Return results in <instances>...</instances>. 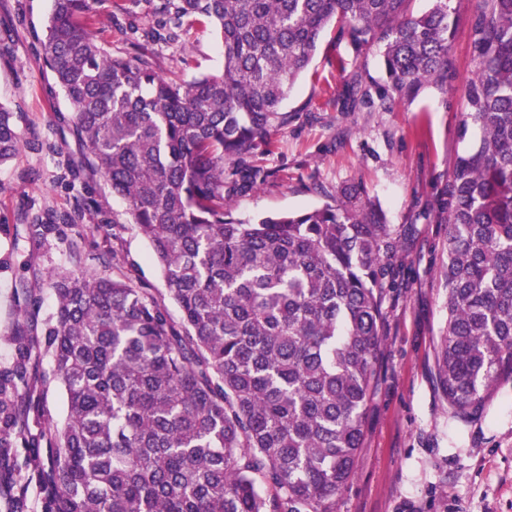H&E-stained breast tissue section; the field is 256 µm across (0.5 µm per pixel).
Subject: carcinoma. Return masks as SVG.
I'll return each mask as SVG.
<instances>
[{
  "mask_svg": "<svg viewBox=\"0 0 512 512\" xmlns=\"http://www.w3.org/2000/svg\"><path fill=\"white\" fill-rule=\"evenodd\" d=\"M88 0H52L42 56L71 108L87 165L122 197L164 288L85 267L79 240L94 192L50 218L25 216L27 239L70 230L69 268L42 327L10 332L0 364V512H336L363 446L382 345L383 303L399 241L357 187L321 206L234 217L231 201L267 181L256 161L283 103L326 31L356 56L383 44L382 103L455 79L458 19L449 0L413 15L409 0H163L132 26L145 46H171L207 23L218 74L184 85L143 51L115 58L86 16ZM475 71L438 214L448 225L447 314L436 380L461 422L512 380V0H478ZM355 71L351 107L371 99ZM20 115L0 102V166L24 145ZM59 180L83 167L59 162ZM37 281L15 284L29 319ZM181 311L172 320L167 302ZM49 358L50 372L38 366ZM59 383L67 413L46 422ZM32 453L19 459V449Z\"/></svg>",
  "mask_w": 512,
  "mask_h": 512,
  "instance_id": "obj_1",
  "label": "carcinoma"
}]
</instances>
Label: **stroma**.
Segmentation results:
<instances>
[{
  "mask_svg": "<svg viewBox=\"0 0 512 512\" xmlns=\"http://www.w3.org/2000/svg\"><path fill=\"white\" fill-rule=\"evenodd\" d=\"M90 12L115 56L132 53L130 24L143 25L161 0H88ZM52 0H0V101L22 112L25 145L0 168V363L11 357L6 336L16 319L15 276L23 263L40 275L64 270L69 243L49 235L40 246L26 238L28 208L61 212L75 201L60 185L59 154L82 161L71 131L70 109L39 54ZM476 0H451L460 18L451 56L452 89L425 85L412 98L383 106L379 97L343 108L345 80L361 70L380 81L379 50L354 56L326 33L306 73L284 103L288 123L272 131L261 164L268 182L235 198L241 220L299 211L357 186L374 200L400 239L393 289L384 301L386 323L377 377L367 406L363 448L337 512H512V381L501 384L484 412L470 422L452 418L435 381V348L444 325L443 251L447 225L435 213L449 179L459 138L464 87L475 69L470 22ZM166 78L188 84L222 66L219 41L208 27L181 32L172 48L155 55ZM100 211L81 242L88 268L103 272L113 252L115 268L139 285L162 288L150 247L138 233L125 201L100 176L84 170ZM112 228L104 238L99 224Z\"/></svg>",
  "mask_w": 512,
  "mask_h": 512,
  "instance_id": "stroma-1",
  "label": "stroma"
}]
</instances>
